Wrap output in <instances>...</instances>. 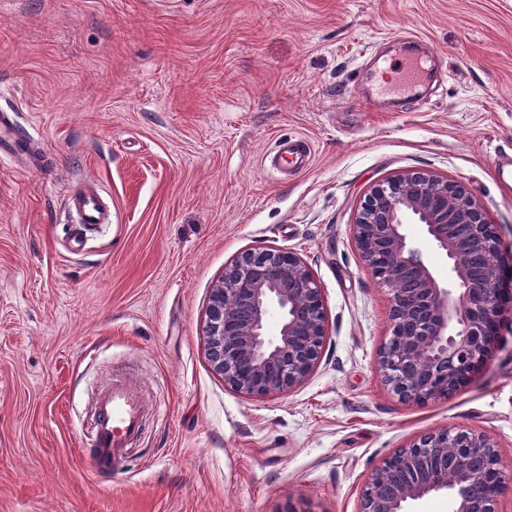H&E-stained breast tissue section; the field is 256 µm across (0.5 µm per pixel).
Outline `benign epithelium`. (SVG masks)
I'll return each instance as SVG.
<instances>
[{"instance_id": "obj_1", "label": "benign epithelium", "mask_w": 512, "mask_h": 512, "mask_svg": "<svg viewBox=\"0 0 512 512\" xmlns=\"http://www.w3.org/2000/svg\"><path fill=\"white\" fill-rule=\"evenodd\" d=\"M419 227L448 278L408 232ZM353 238L389 295L390 332L378 351L388 391L405 404L454 395L496 348L512 301V252L457 181L399 174L371 187ZM480 255L486 273L471 272ZM205 346L224 385L248 398L289 391L322 362L328 315L306 262L280 249L251 251L224 271L211 294ZM512 463L485 433L467 426L427 432L384 458L366 481L359 512H411L448 496L451 512H499Z\"/></svg>"}]
</instances>
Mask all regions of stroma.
Returning a JSON list of instances; mask_svg holds the SVG:
<instances>
[{"mask_svg": "<svg viewBox=\"0 0 512 512\" xmlns=\"http://www.w3.org/2000/svg\"><path fill=\"white\" fill-rule=\"evenodd\" d=\"M412 32L441 52L411 112L375 93ZM0 107L49 154L0 161V512H358L372 469L416 436L482 431L512 460V310L447 399L409 406L377 368L387 292L351 226L404 172L460 181L512 245V0H0ZM299 171L266 159L284 138ZM110 225L71 252L68 197ZM299 254L328 310L323 360L261 398L225 387L205 312L247 251ZM121 376L162 403L136 453L94 476L81 424ZM70 211L77 217L76 224L84 227L112 222V203L105 202L98 189L92 185L71 197Z\"/></svg>", "mask_w": 512, "mask_h": 512, "instance_id": "35a3bbf8", "label": "stroma"}]
</instances>
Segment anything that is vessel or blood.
<instances>
[{
	"mask_svg": "<svg viewBox=\"0 0 512 512\" xmlns=\"http://www.w3.org/2000/svg\"><path fill=\"white\" fill-rule=\"evenodd\" d=\"M395 81L381 85L377 93L387 96L396 87L416 88L426 70L423 57L412 56L391 62ZM302 141L288 139L277 146L272 159L273 169L298 170L306 163ZM44 150L38 148L30 134L21 130L12 111L0 112V158H7L22 168H41L45 162ZM70 210L79 225L89 227L112 221V206L103 200L98 189L87 186L70 199ZM161 410L159 404L146 400L127 380L116 377L101 387L96 396L91 419L84 431L91 455V471L96 476L119 470L134 454L146 426Z\"/></svg>",
	"mask_w": 512,
	"mask_h": 512,
	"instance_id": "vessel-or-blood-1",
	"label": "vessel or blood"
}]
</instances>
